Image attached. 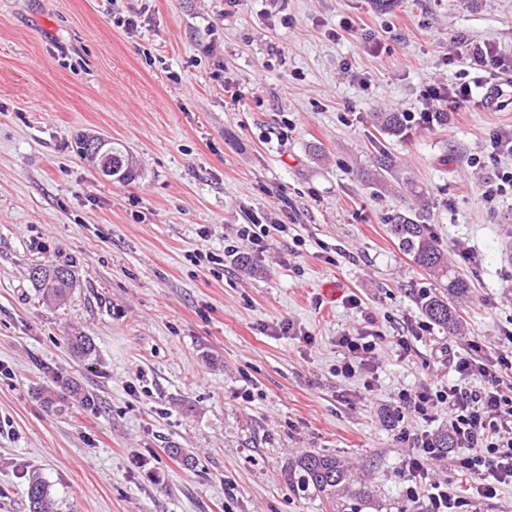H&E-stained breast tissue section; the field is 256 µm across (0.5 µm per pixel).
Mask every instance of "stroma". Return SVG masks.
Masks as SVG:
<instances>
[{
	"label": "stroma",
	"mask_w": 512,
	"mask_h": 512,
	"mask_svg": "<svg viewBox=\"0 0 512 512\" xmlns=\"http://www.w3.org/2000/svg\"><path fill=\"white\" fill-rule=\"evenodd\" d=\"M460 38L512 60V0H0V512H28L35 476L55 512H330L288 482L307 451L369 487L348 507L429 512L406 460L448 412L402 417L397 399L512 330V198L481 200L512 155L468 162L512 108L407 135L372 115L457 82ZM83 134L130 150L140 178H100ZM397 215L473 281L457 333L414 335L442 285L398 248ZM253 223L285 230L205 262ZM45 262L73 271L65 306L29 279ZM78 331L90 360L67 349ZM364 332L372 364L338 374L339 336ZM56 376L97 408L47 409Z\"/></svg>",
	"instance_id": "stroma-1"
}]
</instances>
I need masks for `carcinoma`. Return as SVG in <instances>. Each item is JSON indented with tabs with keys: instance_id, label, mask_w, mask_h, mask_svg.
Instances as JSON below:
<instances>
[{
	"instance_id": "cac0c4a2",
	"label": "carcinoma",
	"mask_w": 512,
	"mask_h": 512,
	"mask_svg": "<svg viewBox=\"0 0 512 512\" xmlns=\"http://www.w3.org/2000/svg\"><path fill=\"white\" fill-rule=\"evenodd\" d=\"M374 120L389 132H403V118L397 112H378L374 115ZM112 165L116 166L118 171L125 172V176L122 177L125 182H132L139 176L133 156L122 146L115 149ZM390 231L398 241L401 251L410 256L415 264L440 278L448 279L446 293L424 297L421 309L432 323L449 332L456 331L458 319L448 298L466 297L470 289L468 280L449 265L448 254L429 225L420 223L418 219L399 216L390 225ZM39 269V275L32 276V282L38 288L42 299L50 304L64 302L73 288L72 270L56 263L41 264ZM67 345L70 351L80 358H89L95 352L93 339L81 332L68 336ZM39 395L49 407H61L72 400L84 409H96V397L67 379L54 381L53 384L42 388ZM288 481L305 491L314 490L326 499L336 512H345L339 507V496L344 491H351L353 484L349 469L340 459L319 452H306L295 459L288 466ZM26 495L28 512H52L54 502L50 487L44 480L38 477L30 479ZM353 496L367 499L368 490L361 488L353 492Z\"/></svg>"
}]
</instances>
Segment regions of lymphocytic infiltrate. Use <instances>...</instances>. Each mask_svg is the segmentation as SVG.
Wrapping results in <instances>:
<instances>
[{"instance_id":"obj_1","label":"lymphocytic infiltrate","mask_w":512,"mask_h":512,"mask_svg":"<svg viewBox=\"0 0 512 512\" xmlns=\"http://www.w3.org/2000/svg\"><path fill=\"white\" fill-rule=\"evenodd\" d=\"M473 96L470 82L433 86L424 93L429 105L404 116L406 128L434 121V104L451 111L465 109ZM452 365L460 376L473 381V388L457 384L429 385L399 395L398 403L410 415H426L429 408H448V427L454 437L456 473L470 476L477 494L496 497L500 485L512 484V394L503 388L512 372V336H506L492 353L459 357Z\"/></svg>"}]
</instances>
